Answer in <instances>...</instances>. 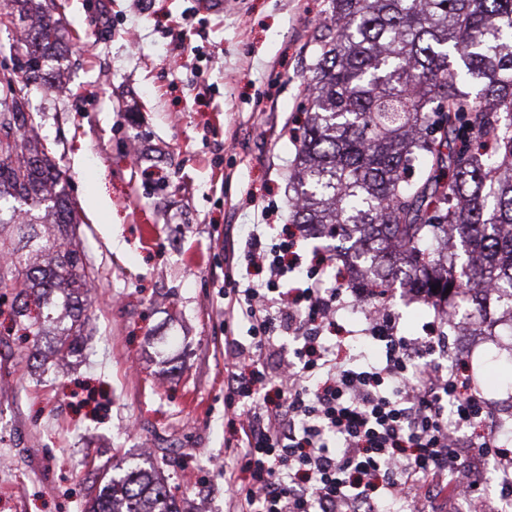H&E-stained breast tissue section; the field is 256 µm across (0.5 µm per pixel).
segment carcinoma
<instances>
[{
    "label": "carcinoma",
    "instance_id": "obj_1",
    "mask_svg": "<svg viewBox=\"0 0 512 512\" xmlns=\"http://www.w3.org/2000/svg\"><path fill=\"white\" fill-rule=\"evenodd\" d=\"M304 76L309 125L289 179L288 221L340 231L369 273L435 302L464 301L465 327L512 320V0H328ZM23 66H0V290L27 336L69 349L90 277L62 171L28 124L27 88L62 90L64 50L42 0H11ZM435 128L438 135L429 136ZM440 289L433 290V287ZM88 512H178L150 472L109 478Z\"/></svg>",
    "mask_w": 512,
    "mask_h": 512
}]
</instances>
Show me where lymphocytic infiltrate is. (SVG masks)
Returning <instances> with one entry per match:
<instances>
[{"instance_id":"1","label":"lymphocytic infiltrate","mask_w":512,"mask_h":512,"mask_svg":"<svg viewBox=\"0 0 512 512\" xmlns=\"http://www.w3.org/2000/svg\"><path fill=\"white\" fill-rule=\"evenodd\" d=\"M263 231L246 238L247 257L267 272L227 304L252 326V340L225 337L224 407L239 417L241 439L223 463L234 512H391L420 479H452L466 469L453 437L478 455L501 453L494 414L463 371L437 375L425 359L431 336L407 338L386 309L368 322L381 361L357 365L341 345L318 270L302 271L292 241L268 248ZM276 404L255 399L257 380ZM246 485L236 484L235 471Z\"/></svg>"}]
</instances>
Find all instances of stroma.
<instances>
[{
    "instance_id": "stroma-1",
    "label": "stroma",
    "mask_w": 512,
    "mask_h": 512,
    "mask_svg": "<svg viewBox=\"0 0 512 512\" xmlns=\"http://www.w3.org/2000/svg\"><path fill=\"white\" fill-rule=\"evenodd\" d=\"M81 40L48 62L66 86L30 90V117L63 172L91 273V307L61 368L41 360L0 307V512H87L109 477L141 467L179 512H225L223 472L239 423L224 411V296L266 275L243 255L294 235L303 268L342 254L288 222L291 128L326 0H66ZM391 312L413 338L434 322L393 282ZM347 311L336 334L359 362L378 348ZM486 398H512V355L467 361Z\"/></svg>"
}]
</instances>
